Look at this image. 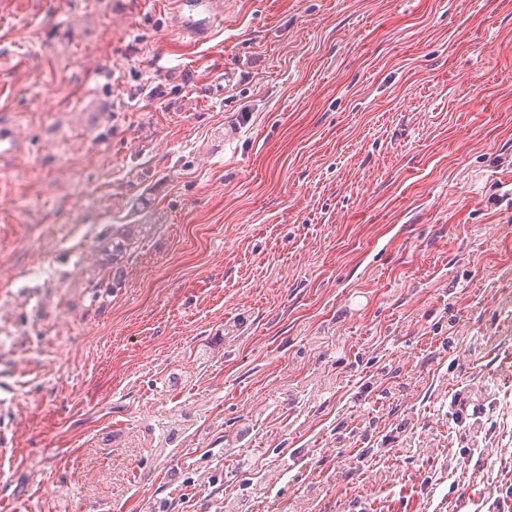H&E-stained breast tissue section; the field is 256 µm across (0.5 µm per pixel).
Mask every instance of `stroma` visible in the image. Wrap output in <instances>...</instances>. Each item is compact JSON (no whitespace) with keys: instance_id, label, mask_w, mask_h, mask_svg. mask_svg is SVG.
Here are the masks:
<instances>
[{"instance_id":"35a3bbf8","label":"stroma","mask_w":512,"mask_h":512,"mask_svg":"<svg viewBox=\"0 0 512 512\" xmlns=\"http://www.w3.org/2000/svg\"><path fill=\"white\" fill-rule=\"evenodd\" d=\"M1 123L0 512L512 504V0H0ZM221 0H174L175 28L183 37L204 41L211 36L217 15L224 13Z\"/></svg>"}]
</instances>
